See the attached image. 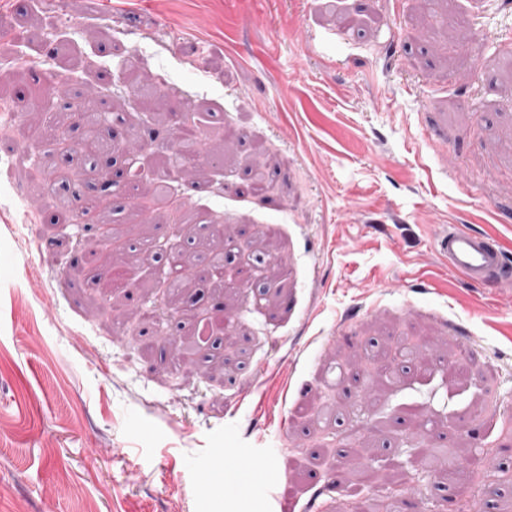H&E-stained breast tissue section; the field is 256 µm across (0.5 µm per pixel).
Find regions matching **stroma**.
<instances>
[{
  "label": "stroma",
  "instance_id": "stroma-1",
  "mask_svg": "<svg viewBox=\"0 0 512 512\" xmlns=\"http://www.w3.org/2000/svg\"><path fill=\"white\" fill-rule=\"evenodd\" d=\"M164 112L192 100L206 131L233 127L250 173L186 175L166 207L112 215L148 224L164 248L182 210L201 216L186 252L225 225L254 243L277 224L272 305L249 282L217 288L191 268L194 307L148 291L94 245L101 216L62 221L97 182L76 151L30 135L44 111L89 97L130 147L174 136L141 108L128 69ZM496 235L512 266V0H0V512H339L356 475L351 428L384 426L373 467L405 463L398 512L512 506V288L469 284L436 250L441 226ZM236 302L219 345L174 358L170 336ZM170 310L147 323L144 309ZM402 337L375 395L366 356ZM495 401L494 420L477 408ZM440 419L421 432L403 406ZM293 418L292 433L276 431ZM488 449L486 478L461 496L416 449Z\"/></svg>",
  "mask_w": 512,
  "mask_h": 512
}]
</instances>
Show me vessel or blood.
Segmentation results:
<instances>
[{"instance_id": "vessel-or-blood-1", "label": "vessel or blood", "mask_w": 512, "mask_h": 512, "mask_svg": "<svg viewBox=\"0 0 512 512\" xmlns=\"http://www.w3.org/2000/svg\"><path fill=\"white\" fill-rule=\"evenodd\" d=\"M438 247L449 268L470 283L485 288L512 286V268L507 266L504 248L496 236L451 225L441 232Z\"/></svg>"}]
</instances>
